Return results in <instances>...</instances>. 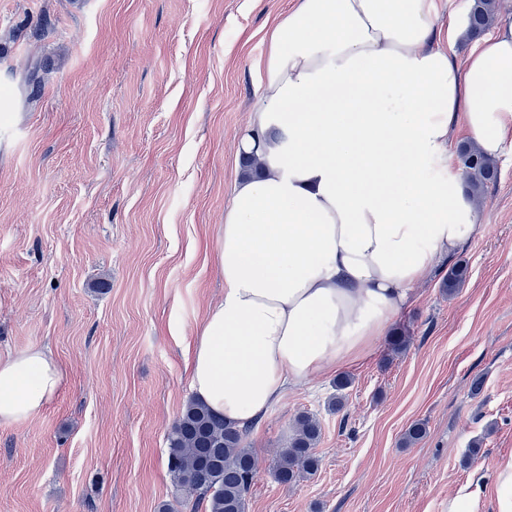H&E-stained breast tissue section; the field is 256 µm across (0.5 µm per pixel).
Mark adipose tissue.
I'll list each match as a JSON object with an SVG mask.
<instances>
[{
    "instance_id": "adipose-tissue-1",
    "label": "adipose tissue",
    "mask_w": 512,
    "mask_h": 512,
    "mask_svg": "<svg viewBox=\"0 0 512 512\" xmlns=\"http://www.w3.org/2000/svg\"><path fill=\"white\" fill-rule=\"evenodd\" d=\"M439 0H293L252 62L216 261L224 296L194 339L190 388L226 423L367 357L414 286L478 230L448 144L512 151V23L457 61ZM63 372L31 346L0 358V423L40 413Z\"/></svg>"
}]
</instances>
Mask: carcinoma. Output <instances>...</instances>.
I'll list each match as a JSON object with an SVG mask.
<instances>
[{"mask_svg":"<svg viewBox=\"0 0 512 512\" xmlns=\"http://www.w3.org/2000/svg\"><path fill=\"white\" fill-rule=\"evenodd\" d=\"M497 22L496 0H472L466 16V37L475 40ZM466 195L475 203L497 182L498 165L472 146L458 150ZM247 429L237 428L191 399L167 434V469L176 491V504L164 503L159 512H246L247 494L260 470L257 459L243 446ZM321 435L316 416L299 413L292 435L272 465L281 484L314 476L319 468L315 447Z\"/></svg>","mask_w":512,"mask_h":512,"instance_id":"obj_1","label":"carcinoma"}]
</instances>
